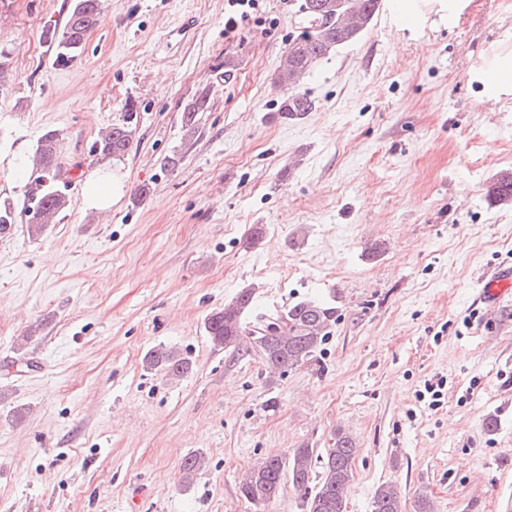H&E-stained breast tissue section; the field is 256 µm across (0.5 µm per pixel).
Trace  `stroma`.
<instances>
[{
  "instance_id": "1",
  "label": "stroma",
  "mask_w": 512,
  "mask_h": 512,
  "mask_svg": "<svg viewBox=\"0 0 512 512\" xmlns=\"http://www.w3.org/2000/svg\"><path fill=\"white\" fill-rule=\"evenodd\" d=\"M72 2L0 0V512H302L287 483L248 503L240 476L340 431L359 442L348 512L384 482L434 512H512V299L476 292L512 266V202L488 193L512 169V79L482 70L512 66V0H406V32L381 5L305 79L315 108L297 121L275 80L297 0H259L234 31L228 0H101L60 64L45 31ZM204 90L189 140L181 112ZM128 117L129 189L85 209L91 146ZM49 130L75 177L34 236L24 163ZM244 288L263 309L335 299L316 360L274 375L213 351L205 318ZM159 345L192 371L146 369Z\"/></svg>"
}]
</instances>
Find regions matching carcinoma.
<instances>
[{
	"label": "carcinoma",
	"instance_id": "cac0c4a2",
	"mask_svg": "<svg viewBox=\"0 0 512 512\" xmlns=\"http://www.w3.org/2000/svg\"><path fill=\"white\" fill-rule=\"evenodd\" d=\"M101 0H73L63 30L50 32L57 42V62L65 63L78 52L85 36L102 21ZM380 9V0H299L298 12L305 22L288 43L276 80L293 90L281 102L278 115L283 120L299 119L315 108L306 93L297 91L315 65L338 47L355 42ZM210 108L209 93L203 91L182 111L184 136L198 131L199 114ZM135 128L126 121L109 128L95 141L92 153L100 159L119 157L132 145ZM61 138L48 131L37 141L31 156L33 169L43 177L56 178ZM494 198L512 200V170L501 171L489 188ZM69 205L68 195L55 187L41 190L32 207L31 234H39ZM337 308L331 302L305 299L281 310H259L253 289L244 288L224 307L213 310L204 327L216 351L243 352L259 357L264 366L285 372L312 361L336 322ZM144 367L177 380L192 368L189 359L167 347H157L143 358ZM359 451L349 433L336 434L333 447L320 454L306 446L293 449L286 458L268 457L246 471L241 494L250 503L263 505L275 498L284 482H289L301 498L303 512H347V493L353 478V462ZM320 470H315L316 464ZM372 512H404L402 495L392 483L380 484L373 497Z\"/></svg>",
	"mask_w": 512,
	"mask_h": 512
}]
</instances>
